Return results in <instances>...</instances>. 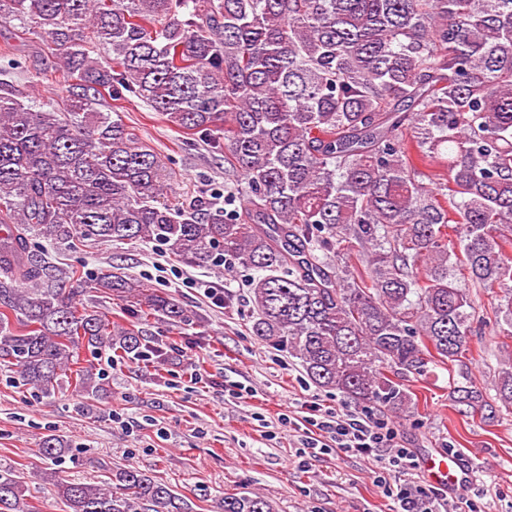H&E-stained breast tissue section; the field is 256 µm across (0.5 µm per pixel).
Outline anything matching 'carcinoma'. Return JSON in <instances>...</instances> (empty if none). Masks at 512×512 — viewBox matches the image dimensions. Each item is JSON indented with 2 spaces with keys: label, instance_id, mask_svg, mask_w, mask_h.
<instances>
[{
  "label": "carcinoma",
  "instance_id": "obj_1",
  "mask_svg": "<svg viewBox=\"0 0 512 512\" xmlns=\"http://www.w3.org/2000/svg\"><path fill=\"white\" fill-rule=\"evenodd\" d=\"M45 39L68 108L0 93V371L42 398L90 399L105 378L80 350L144 356L143 331L74 301L29 236L168 247L257 273L251 331L319 388L402 415L403 380L455 370L453 401L512 411V364L485 399L467 364L477 290L499 289L512 338V0H0V23ZM136 98L210 138L233 176L224 206L172 203L171 173L104 98ZM95 288L138 319L189 318L111 272ZM68 451L55 435L43 459ZM43 482L68 512H188L137 469ZM222 512H274L259 493ZM0 512H39L0 467Z\"/></svg>",
  "mask_w": 512,
  "mask_h": 512
}]
</instances>
